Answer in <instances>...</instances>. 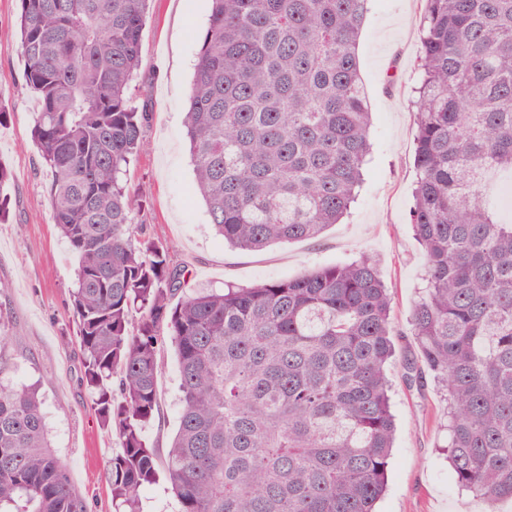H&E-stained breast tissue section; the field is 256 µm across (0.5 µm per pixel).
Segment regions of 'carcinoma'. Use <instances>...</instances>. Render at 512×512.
<instances>
[{
    "instance_id": "carcinoma-1",
    "label": "carcinoma",
    "mask_w": 512,
    "mask_h": 512,
    "mask_svg": "<svg viewBox=\"0 0 512 512\" xmlns=\"http://www.w3.org/2000/svg\"><path fill=\"white\" fill-rule=\"evenodd\" d=\"M31 138L54 222L78 259L70 299L83 383L117 443L113 512L156 480L146 428L166 342L181 409L166 454L179 512H378L396 423V346L378 264L217 292L138 220L121 174L144 146L131 83L149 0H16ZM185 115L196 190L246 251L320 237L355 197L370 150L358 40L370 0H211ZM409 224L425 293L406 384L447 401L452 479L512 500V0H425ZM0 512H89L50 447L35 388L0 385Z\"/></svg>"
}]
</instances>
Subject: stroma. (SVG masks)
I'll return each instance as SVG.
<instances>
[{
	"label": "stroma",
	"mask_w": 512,
	"mask_h": 512,
	"mask_svg": "<svg viewBox=\"0 0 512 512\" xmlns=\"http://www.w3.org/2000/svg\"><path fill=\"white\" fill-rule=\"evenodd\" d=\"M211 11L210 0H151L143 31L141 66L131 87L146 110L145 147L122 176L129 189L150 191L143 219L186 268L194 291L297 276L317 266L375 259L391 286L393 332L412 345L409 313L423 287V258L409 228L415 124L410 102L419 81L422 0H372L358 45L360 70L372 109L371 153L359 196L342 223L318 239L260 251L232 249L209 222L194 190L184 133L193 64ZM16 0H0V167L10 182L8 214L0 222V322L10 339L11 369L0 383L37 386L50 444L66 465L91 512H112L107 464L116 444L102 430L85 387L81 353L69 309L76 260L59 235L48 202L50 176L31 140L36 104L23 81L24 64L12 51ZM400 362L388 368L397 420L387 491L378 512H487L452 480L444 444L445 403L433 387L409 388ZM159 410L146 435L165 458L181 409L178 363L165 351L158 378Z\"/></svg>",
	"instance_id": "1"
}]
</instances>
